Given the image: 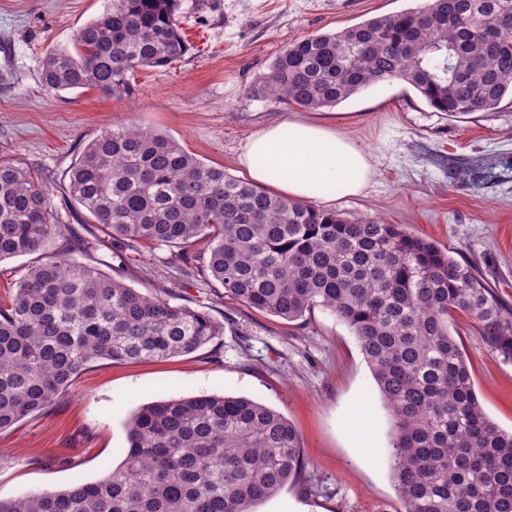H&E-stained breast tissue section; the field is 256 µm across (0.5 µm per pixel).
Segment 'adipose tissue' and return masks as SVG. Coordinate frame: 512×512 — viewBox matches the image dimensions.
<instances>
[{"label":"adipose tissue","instance_id":"adipose-tissue-1","mask_svg":"<svg viewBox=\"0 0 512 512\" xmlns=\"http://www.w3.org/2000/svg\"><path fill=\"white\" fill-rule=\"evenodd\" d=\"M239 163L255 184L274 186L297 201L318 196L323 186L341 197L358 195L372 174L362 147L331 126L300 120L253 134Z\"/></svg>","mask_w":512,"mask_h":512}]
</instances>
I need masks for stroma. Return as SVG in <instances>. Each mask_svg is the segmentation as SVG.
<instances>
[{
    "mask_svg": "<svg viewBox=\"0 0 512 512\" xmlns=\"http://www.w3.org/2000/svg\"><path fill=\"white\" fill-rule=\"evenodd\" d=\"M423 0H180L190 44L169 68H140L135 92L46 91L42 59L73 49L78 31L112 0H0V156L26 163L51 193L62 231L46 251L81 254L69 228L85 221L65 193L86 143L112 124L136 123L174 138L202 162L242 177L239 157L259 129L297 118L329 124L369 154L372 177L356 197L318 206L353 218L379 217L474 264L512 308V99L492 112L453 118L434 111L401 80L369 87L308 112L257 94L288 43L421 5ZM101 270L142 292L170 288L174 301L206 306L224 325L203 348L161 362L91 363L45 412L0 432V498L93 482L117 466L125 424L144 404L213 393L245 396L297 429L312 489L286 485L256 512H404L390 471L388 419L355 336L314 310L286 322L225 298L201 272L185 274L181 249L142 246L115 255L98 232ZM457 338L478 399L512 431V362L502 360L458 313Z\"/></svg>",
    "mask_w": 512,
    "mask_h": 512,
    "instance_id": "35a3bbf8",
    "label": "stroma"
}]
</instances>
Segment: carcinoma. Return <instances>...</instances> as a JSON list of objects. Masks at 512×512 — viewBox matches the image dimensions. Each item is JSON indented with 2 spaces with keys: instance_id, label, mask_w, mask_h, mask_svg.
<instances>
[{
  "instance_id": "cac0c4a2",
  "label": "carcinoma",
  "mask_w": 512,
  "mask_h": 512,
  "mask_svg": "<svg viewBox=\"0 0 512 512\" xmlns=\"http://www.w3.org/2000/svg\"><path fill=\"white\" fill-rule=\"evenodd\" d=\"M178 8L113 0L80 29L75 52L46 55L43 87L132 95L136 68H166L188 53ZM393 79L450 117L494 111L512 94V0H426L297 40L258 93L318 111ZM66 192L120 252L200 244L204 271L236 303L288 322L316 309L344 322L389 416L405 512H512V433L478 401L451 331L463 312L512 361V310L475 265L398 224L259 190L134 123L85 145ZM56 234L42 179L0 158V261L42 251ZM169 294L56 255L28 268L0 303V431L47 409L97 360H167L223 335L208 312ZM126 434L122 462L100 480L0 499V512H253L303 475L291 422L247 397L154 401Z\"/></svg>"
}]
</instances>
